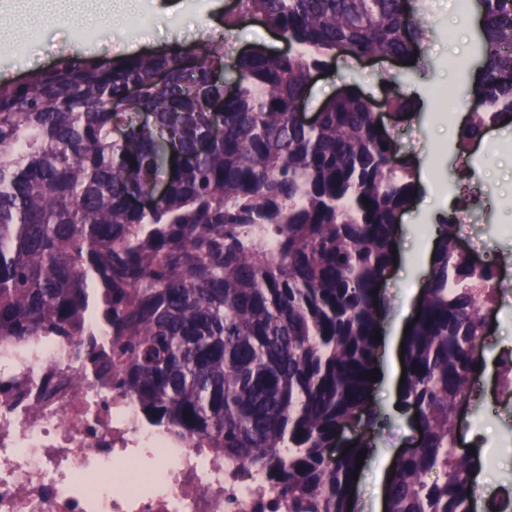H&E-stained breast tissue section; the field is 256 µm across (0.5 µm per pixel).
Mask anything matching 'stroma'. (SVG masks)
<instances>
[{
	"mask_svg": "<svg viewBox=\"0 0 512 512\" xmlns=\"http://www.w3.org/2000/svg\"><path fill=\"white\" fill-rule=\"evenodd\" d=\"M156 2L145 0L142 13L152 19L145 28L135 25L129 16L83 15L75 0H59L47 20L27 21L14 30L0 27V83L51 67L64 49L116 58L127 56L133 47L155 52L176 43L188 46L204 34L224 39L237 49L281 46L261 21L229 30L221 26L235 0H183L184 8L175 18L157 8ZM423 9L432 28L422 64L402 66L390 58L357 61L339 56L314 78L305 103L307 113L315 114L343 84L354 83L377 102L383 100L387 85H395L412 104L405 118L390 112L380 115L399 151L417 160L419 186L418 196L401 216L397 258L382 285L388 304L381 324L385 342L391 337V324L401 314L406 295L426 288L427 274L417 267V248L444 214L441 203L445 188L465 177L487 189L485 207L473 211L467 223L457 226L456 234L463 247H478L484 262H491L496 254L512 257V239L500 233L501 228L512 227V207L506 204L512 198V131L500 123L489 126L483 149L461 151V126L439 118L434 97L435 91L446 88L459 97L468 94L481 63L476 51L478 33L471 30L469 20L460 18L452 0H425ZM23 39L28 42L26 52H11V44ZM488 315L485 365L478 373L482 379L491 378L493 358L502 347L512 344V302L494 305ZM378 368L380 374L373 385L378 426L353 486V512H375L377 470L391 467L414 436L409 414L395 412L392 407L387 362H380ZM467 411L480 423L481 456L492 461L486 469L490 484L512 487V415L496 413L493 405L479 398Z\"/></svg>",
	"mask_w": 512,
	"mask_h": 512,
	"instance_id": "1",
	"label": "stroma"
}]
</instances>
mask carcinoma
Returning a JSON list of instances; mask_svg holds the SVG:
<instances>
[{
    "instance_id": "obj_1",
    "label": "carcinoma",
    "mask_w": 512,
    "mask_h": 512,
    "mask_svg": "<svg viewBox=\"0 0 512 512\" xmlns=\"http://www.w3.org/2000/svg\"><path fill=\"white\" fill-rule=\"evenodd\" d=\"M418 2L238 0L225 27L261 19L292 50L240 55L230 86L213 39L63 52L1 84L0 338L77 336L100 315L101 371L146 417L263 472L271 512H349L367 444L327 449L347 422L376 427L378 288L418 184L353 86L311 125L296 103L330 55L412 58L427 35ZM477 2L483 66L462 149L485 119L512 118V0ZM215 125L224 137L200 150ZM493 279L440 224L400 392L423 439L396 461L387 512H475L454 413L475 396Z\"/></svg>"
}]
</instances>
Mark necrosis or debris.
I'll return each mask as SVG.
<instances>
[{
    "label": "necrosis or debris",
    "mask_w": 512,
    "mask_h": 512,
    "mask_svg": "<svg viewBox=\"0 0 512 512\" xmlns=\"http://www.w3.org/2000/svg\"><path fill=\"white\" fill-rule=\"evenodd\" d=\"M93 342L0 339V512H267L259 472L146 422L96 374L111 334Z\"/></svg>",
    "instance_id": "4bbe7bcc"
}]
</instances>
